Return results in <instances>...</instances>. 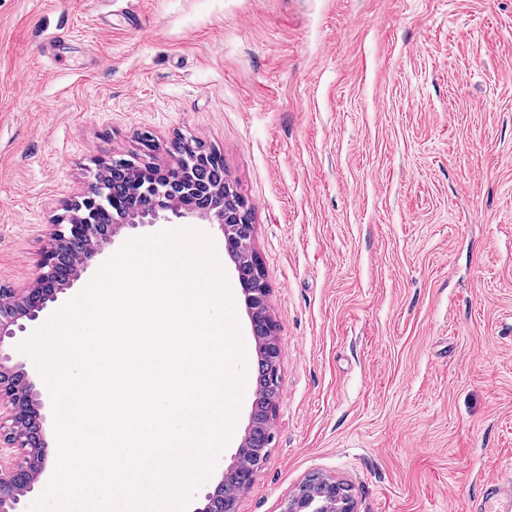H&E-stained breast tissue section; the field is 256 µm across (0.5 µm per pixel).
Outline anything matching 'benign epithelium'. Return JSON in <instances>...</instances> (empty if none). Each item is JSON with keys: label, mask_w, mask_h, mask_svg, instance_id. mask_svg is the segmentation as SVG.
Segmentation results:
<instances>
[{"label": "benign epithelium", "mask_w": 512, "mask_h": 512, "mask_svg": "<svg viewBox=\"0 0 512 512\" xmlns=\"http://www.w3.org/2000/svg\"><path fill=\"white\" fill-rule=\"evenodd\" d=\"M205 148L185 141L178 158L168 167L154 166L167 181L156 185L146 207L112 217V187L103 173L112 164L139 166L137 159L112 158L100 164L94 189L71 205L68 223L55 224L48 233L38 276L25 288L0 284V512H26L27 499L47 485L48 469L56 465L53 441L46 426L49 402L38 372L27 368L19 343L28 327L44 318L61 295L112 244V235L128 227L154 224H198L218 226L225 251L235 259L240 287L245 295L251 325L263 324L261 354L271 365L262 386L261 408L252 416L242 448L218 485L205 495L197 512H238L240 496L248 491L267 457V449L254 444L271 439L270 425L276 409L281 378L283 347L278 324L268 311L270 287L263 263L253 247L255 225L243 199L229 206L222 191L211 188L186 201L170 198L173 184L186 181L185 164L197 160ZM280 512H356L346 486L333 478L308 476L290 496L282 499Z\"/></svg>", "instance_id": "benign-epithelium-1"}]
</instances>
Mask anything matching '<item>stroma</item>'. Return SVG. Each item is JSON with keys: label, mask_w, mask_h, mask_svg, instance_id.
Wrapping results in <instances>:
<instances>
[{"label": "stroma", "mask_w": 512, "mask_h": 512, "mask_svg": "<svg viewBox=\"0 0 512 512\" xmlns=\"http://www.w3.org/2000/svg\"><path fill=\"white\" fill-rule=\"evenodd\" d=\"M145 133L220 150L256 226L281 390L238 512L315 472L356 512H467L512 474V0H0V283ZM257 377L252 346L195 510Z\"/></svg>", "instance_id": "stroma-1"}]
</instances>
